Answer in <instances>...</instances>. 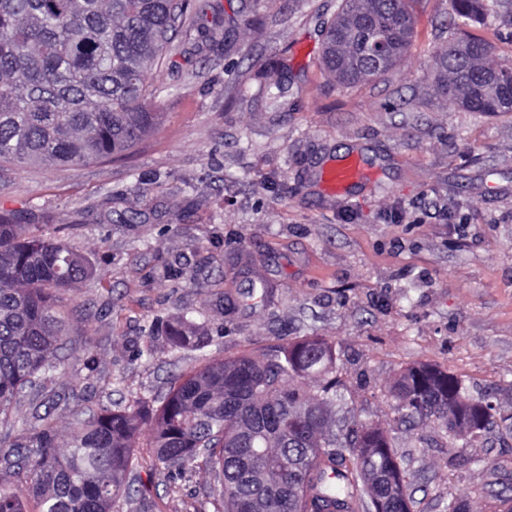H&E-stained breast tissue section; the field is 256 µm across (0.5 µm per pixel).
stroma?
Listing matches in <instances>:
<instances>
[{
	"instance_id": "stroma-1",
	"label": "stroma",
	"mask_w": 512,
	"mask_h": 512,
	"mask_svg": "<svg viewBox=\"0 0 512 512\" xmlns=\"http://www.w3.org/2000/svg\"><path fill=\"white\" fill-rule=\"evenodd\" d=\"M210 3L238 20L234 47L198 49L180 28L152 76L163 121L131 153L0 168V213L44 216L96 271L68 305L81 335L59 353L56 390L85 413L158 401L207 360L321 336L343 368L342 406L390 429L414 512L451 497L496 512L512 497V439L493 430L448 447L436 423L397 424L389 390L424 363L512 407V113L432 94L434 55L454 30L448 0H414L405 59L356 86L320 63L340 0ZM352 149L377 180L350 200L327 195L320 166ZM195 198L197 217L181 221ZM129 208L140 223L110 220ZM260 278L265 301L251 293ZM177 316L206 325L204 349L135 359L151 322ZM451 453L464 465L446 468ZM139 474L156 512L222 505L206 467L176 483L147 464Z\"/></svg>"
}]
</instances>
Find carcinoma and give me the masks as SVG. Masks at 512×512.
<instances>
[{
  "instance_id": "carcinoma-1",
  "label": "carcinoma",
  "mask_w": 512,
  "mask_h": 512,
  "mask_svg": "<svg viewBox=\"0 0 512 512\" xmlns=\"http://www.w3.org/2000/svg\"><path fill=\"white\" fill-rule=\"evenodd\" d=\"M409 0H341L325 29L323 70L345 86L383 76L409 50ZM455 26L497 33L512 27L503 0H450ZM373 16L387 51L365 57ZM189 24L208 46L233 45V20L199 0H0V167H50L123 156L156 128L149 76ZM491 43L466 35L435 55L437 95L468 112L512 113V65L489 59ZM31 211L0 214V422L17 400L55 380L57 352L73 346L65 301L94 278L88 258L36 223ZM203 326L155 321L135 351L150 356L204 347ZM331 342L300 336L254 356L242 352L180 375L160 406L144 400L102 407L70 423L60 445L55 407H33L25 432L0 436V468L24 479L39 512H123L146 491L133 486L140 439L150 431L154 465L177 480L201 455L221 483L224 512H413L409 481L389 431L347 421ZM399 422L438 421L448 447L475 441L499 421L490 402L465 395L462 380L427 364L404 369L391 387ZM0 512H26L0 486Z\"/></svg>"
}]
</instances>
